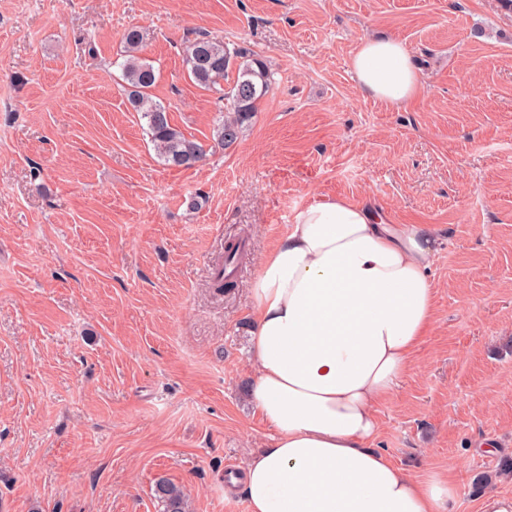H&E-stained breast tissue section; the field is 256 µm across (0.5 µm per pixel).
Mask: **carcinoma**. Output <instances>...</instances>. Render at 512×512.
<instances>
[{"mask_svg": "<svg viewBox=\"0 0 512 512\" xmlns=\"http://www.w3.org/2000/svg\"><path fill=\"white\" fill-rule=\"evenodd\" d=\"M143 41L144 34L137 28L124 35L120 68L127 85L128 102L145 120L151 142L164 164L193 167L205 159V150L172 125L168 107L153 95L157 75L153 63L141 56ZM184 62L196 86L222 94L226 109L224 119L214 127L213 140L222 148L232 146L257 111L259 101L269 92L274 82L273 73L260 58L231 49L224 40L206 33L189 41ZM155 496L163 512H187L183 491L169 481L162 479L156 483Z\"/></svg>", "mask_w": 512, "mask_h": 512, "instance_id": "cac0c4a2", "label": "carcinoma"}]
</instances>
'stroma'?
Here are the masks:
<instances>
[{
  "instance_id": "1",
  "label": "stroma",
  "mask_w": 512,
  "mask_h": 512,
  "mask_svg": "<svg viewBox=\"0 0 512 512\" xmlns=\"http://www.w3.org/2000/svg\"><path fill=\"white\" fill-rule=\"evenodd\" d=\"M144 33L155 97L205 161L169 167L117 65ZM204 31L275 83L215 147L219 93L183 59ZM404 42L423 87L395 109L349 67ZM373 202L438 229L435 324L378 405L377 447L415 475L512 459V11L500 0H0V512H248L224 490L269 430L250 400L258 260L309 204ZM243 239L236 286L214 288ZM495 453L477 451L485 439ZM155 496L163 507V512H187L188 506L181 488L168 480H159L155 486Z\"/></svg>"
}]
</instances>
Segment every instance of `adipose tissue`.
<instances>
[{"label":"adipose tissue","instance_id":"1","mask_svg":"<svg viewBox=\"0 0 512 512\" xmlns=\"http://www.w3.org/2000/svg\"><path fill=\"white\" fill-rule=\"evenodd\" d=\"M360 89L399 108L422 76L397 38L363 39ZM430 224H389L334 198L297 213L253 288L251 396L271 429L234 491L249 512H451L447 479L407 473L373 444L377 405L434 321Z\"/></svg>","mask_w":512,"mask_h":512}]
</instances>
